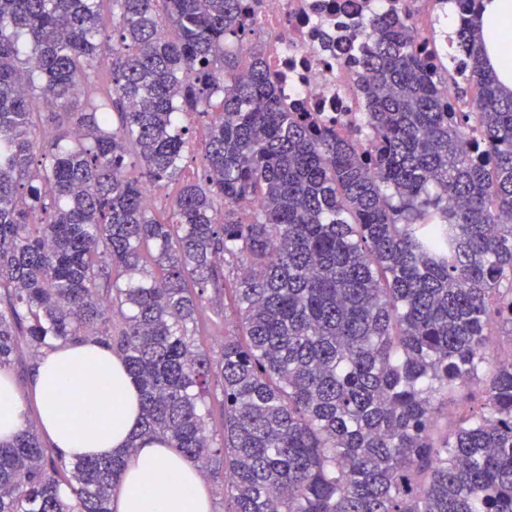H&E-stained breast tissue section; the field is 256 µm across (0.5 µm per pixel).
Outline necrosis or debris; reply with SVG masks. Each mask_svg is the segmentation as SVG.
<instances>
[{"instance_id": "necrosis-or-debris-1", "label": "necrosis or debris", "mask_w": 512, "mask_h": 512, "mask_svg": "<svg viewBox=\"0 0 512 512\" xmlns=\"http://www.w3.org/2000/svg\"><path fill=\"white\" fill-rule=\"evenodd\" d=\"M388 0H259L253 28L283 100L298 104L324 127L357 110L360 66L336 41L337 25L384 11Z\"/></svg>"}]
</instances>
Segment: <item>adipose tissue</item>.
Listing matches in <instances>:
<instances>
[{"instance_id": "ef3b65f1", "label": "adipose tissue", "mask_w": 512, "mask_h": 512, "mask_svg": "<svg viewBox=\"0 0 512 512\" xmlns=\"http://www.w3.org/2000/svg\"><path fill=\"white\" fill-rule=\"evenodd\" d=\"M479 25L491 70L512 91V0H483ZM52 448L67 458L106 457L123 450L140 414L139 392L122 359L91 339L57 342L19 388L0 370V444L27 425L29 404ZM113 512H210L211 497L196 465L176 449L143 441L112 496Z\"/></svg>"}]
</instances>
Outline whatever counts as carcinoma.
<instances>
[{
    "instance_id": "1",
    "label": "carcinoma",
    "mask_w": 512,
    "mask_h": 512,
    "mask_svg": "<svg viewBox=\"0 0 512 512\" xmlns=\"http://www.w3.org/2000/svg\"><path fill=\"white\" fill-rule=\"evenodd\" d=\"M453 2L437 62L409 0L340 36L366 101L343 137L280 101L246 0H0V368L90 338L142 401L112 457L0 445V512H112L144 438L203 464L213 374L226 512H512V92ZM192 114L203 171L160 217ZM210 289L239 315L217 361L191 343ZM211 395L206 399L208 416L206 425L215 444L224 443V395L220 382H212Z\"/></svg>"
}]
</instances>
